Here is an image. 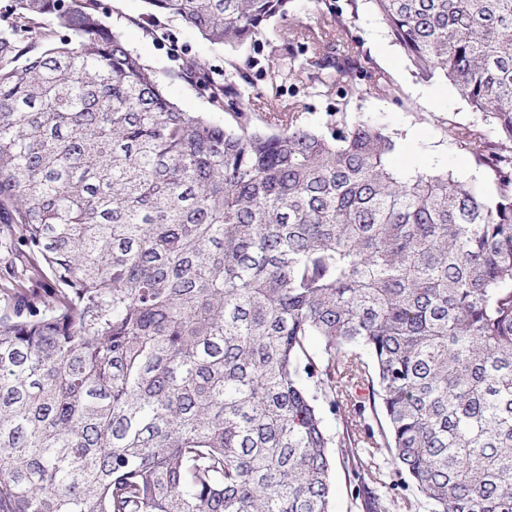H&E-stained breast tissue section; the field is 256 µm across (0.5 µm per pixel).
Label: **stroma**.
<instances>
[{"label":"stroma","instance_id":"35a3bbf8","mask_svg":"<svg viewBox=\"0 0 512 512\" xmlns=\"http://www.w3.org/2000/svg\"><path fill=\"white\" fill-rule=\"evenodd\" d=\"M113 30L122 34L134 54L154 75L166 82L170 98L183 109L199 112L218 123H225L224 113L216 111L207 98L190 84L168 80L170 70L180 58L204 62L216 75H223L229 52L210 44L196 31L175 17L161 19L165 39L146 36L136 18L147 13L145 0H101ZM352 31L360 40L359 50L374 66L386 72L400 90V103L372 95L352 107L354 114L368 117L387 128L396 137L398 147L391 157L393 166L410 170L447 168L460 181L493 194L494 184L484 167L470 154L461 151L450 136V126H474L489 140H497L498 131L491 119L474 111L446 80L420 79L410 61L394 42L371 0H361L352 20Z\"/></svg>","mask_w":512,"mask_h":512}]
</instances>
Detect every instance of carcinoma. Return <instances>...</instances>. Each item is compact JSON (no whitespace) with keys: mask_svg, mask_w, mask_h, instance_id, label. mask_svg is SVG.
<instances>
[{"mask_svg":"<svg viewBox=\"0 0 512 512\" xmlns=\"http://www.w3.org/2000/svg\"><path fill=\"white\" fill-rule=\"evenodd\" d=\"M146 0L228 61L174 103L100 0L0 13V512H512V0H373L417 74L494 119L453 132L487 197L390 165L400 102L338 0ZM288 80L336 97L320 125ZM336 423V432L327 420ZM334 500L332 512H361L352 504L348 477L341 467H337L333 475Z\"/></svg>","mask_w":512,"mask_h":512,"instance_id":"1","label":"carcinoma"}]
</instances>
